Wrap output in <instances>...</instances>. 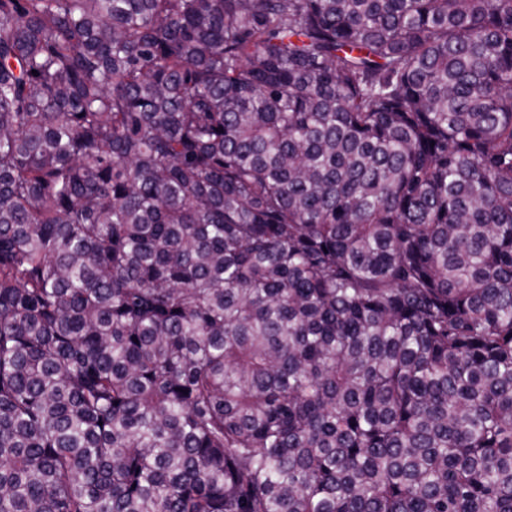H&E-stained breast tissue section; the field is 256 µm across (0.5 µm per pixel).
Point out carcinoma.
I'll list each match as a JSON object with an SVG mask.
<instances>
[{
  "label": "carcinoma",
  "mask_w": 512,
  "mask_h": 512,
  "mask_svg": "<svg viewBox=\"0 0 512 512\" xmlns=\"http://www.w3.org/2000/svg\"><path fill=\"white\" fill-rule=\"evenodd\" d=\"M0 512H512V0H0Z\"/></svg>",
  "instance_id": "cac0c4a2"
}]
</instances>
